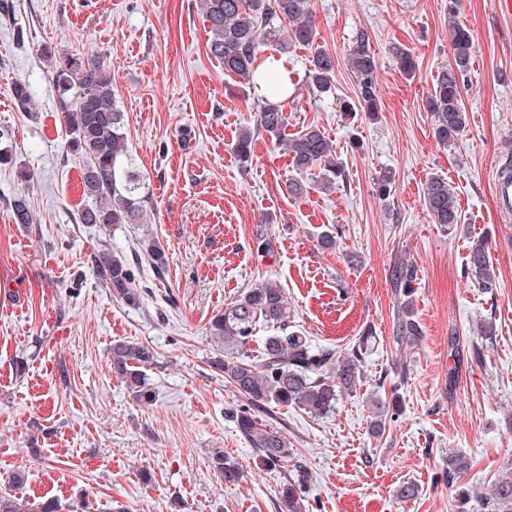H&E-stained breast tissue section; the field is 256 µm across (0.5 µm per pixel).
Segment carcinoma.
I'll use <instances>...</instances> for the list:
<instances>
[{"instance_id": "cac0c4a2", "label": "carcinoma", "mask_w": 512, "mask_h": 512, "mask_svg": "<svg viewBox=\"0 0 512 512\" xmlns=\"http://www.w3.org/2000/svg\"><path fill=\"white\" fill-rule=\"evenodd\" d=\"M204 10L209 32L207 51L224 67L225 75L250 83L259 69L260 47L279 41L285 46L298 44L308 49L310 86L320 92L331 88L336 63L318 41L310 0H205ZM448 31L452 60L438 71L426 97L427 111L433 116V137L445 146L455 141L467 125L462 87L475 52L469 30L454 23ZM45 54L53 63L58 111L67 136L66 151L81 162L83 193L90 200L79 214L80 223L105 229L141 223L149 203V189L129 154L124 113L117 104L109 68L92 53L56 54L47 49ZM392 54L403 74L411 76L416 72L417 61L407 48L394 46ZM349 64L358 82L359 112L374 117L380 111L376 60L366 34H361L350 49ZM287 125L281 102L262 97L253 125L241 130L232 148L242 167L252 164L255 135L264 132L291 156L296 171L311 176L322 187L330 189L347 180L342 163L336 161L332 142L319 127L309 126L290 138L285 133ZM423 202L434 223L449 229L461 223L455 192L446 179L429 177L423 187ZM12 209L16 223H32L26 199L16 198ZM141 246L155 272H161L166 258L159 240L144 238ZM252 246L262 258L274 253L273 240L262 228L256 230ZM134 265L107 244L101 245L93 260L97 279L114 297L132 307L141 304L143 292L135 284ZM466 265L479 288L491 295L497 291L499 281L486 240L471 241ZM415 280V270L409 265L396 271L395 290L402 301L393 321L391 341L400 349L417 345L422 336L414 311ZM258 324L269 328L270 335L255 353L248 345ZM207 336L217 347L211 366L244 400L230 410L229 417L256 448L259 467L276 470L293 462V475L283 484L281 497L288 512H306L308 468L294 457L288 438L256 409L274 404L297 408L313 418L328 416L342 396L357 392L361 386L372 328L364 329L359 341L346 349L315 346L297 328L284 289L276 282L260 279L224 312L210 319ZM155 357L152 348L139 342L112 343V372L133 399L144 405L155 400L146 377V369L154 364ZM401 409L402 401L396 392L390 399H371L370 433L383 435L387 423ZM212 463L224 480L235 482L239 478V471L225 463L224 453L213 455ZM469 469L465 455L448 453L445 478L449 486H454ZM455 501L457 512H512V467L491 482L488 494L472 497L459 489ZM0 512H58V505L0 494Z\"/></svg>"}]
</instances>
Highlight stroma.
<instances>
[{
  "instance_id": "1",
  "label": "stroma",
  "mask_w": 512,
  "mask_h": 512,
  "mask_svg": "<svg viewBox=\"0 0 512 512\" xmlns=\"http://www.w3.org/2000/svg\"><path fill=\"white\" fill-rule=\"evenodd\" d=\"M0 15V493L56 499L61 512H288L284 475L255 465V448L227 416L235 397L210 360L211 317L262 278L284 288L313 344L345 348L364 327L376 342L365 380L321 419L269 407L308 472L309 512H456L443 471L449 451L472 462L471 494L512 465V215L496 206L494 181L512 159V11L499 0H311L321 45L336 61L331 91L309 86L310 55L265 45L260 59L287 62L295 87L282 102L286 131L320 127L347 180L325 191L297 177L266 136L249 168L232 146L261 93L228 87L207 53L203 0H9ZM474 36L463 91L468 123L451 145L432 135L425 101L450 60L448 17ZM368 35L375 53L377 119L345 118L358 88L348 61ZM417 60L403 75L390 47ZM86 48L105 60L125 114L136 167L151 203L143 223L111 231L78 223L86 198L81 169L67 155L57 92L43 46ZM31 102L19 109L15 81ZM392 172L381 198L374 183ZM454 187L462 222L434 224L422 197L428 177ZM303 191L291 195L288 181ZM26 197L33 221L16 223L12 202ZM274 254L258 258V227ZM339 228L335 250L319 233ZM161 242L164 274L135 271L147 288L140 307L116 300L93 273L101 242L130 253L144 235ZM485 237L499 280L483 293L466 269L469 237ZM412 265L417 345L390 339L399 298L397 268ZM493 327L489 336L477 325ZM156 352L146 374L153 405L133 400L110 367L113 341ZM398 392L403 411L381 438L370 437L368 404ZM223 451L242 473L225 482L211 457ZM27 481L12 484L14 471ZM418 488L405 500V483Z\"/></svg>"
}]
</instances>
